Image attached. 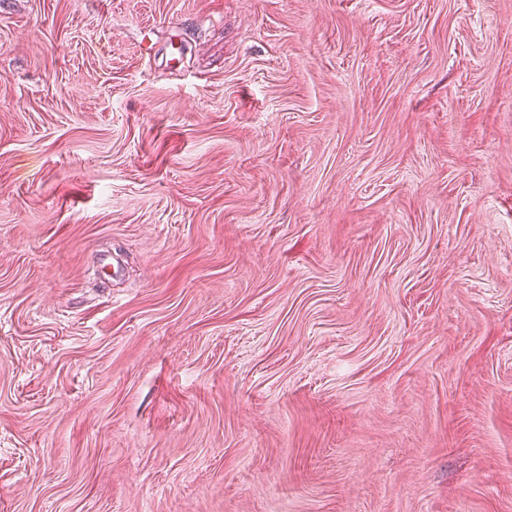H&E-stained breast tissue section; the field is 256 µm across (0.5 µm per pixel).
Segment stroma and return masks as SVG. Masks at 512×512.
<instances>
[{
	"label": "stroma",
	"instance_id": "obj_1",
	"mask_svg": "<svg viewBox=\"0 0 512 512\" xmlns=\"http://www.w3.org/2000/svg\"><path fill=\"white\" fill-rule=\"evenodd\" d=\"M0 512H512V0H0Z\"/></svg>",
	"mask_w": 512,
	"mask_h": 512
}]
</instances>
